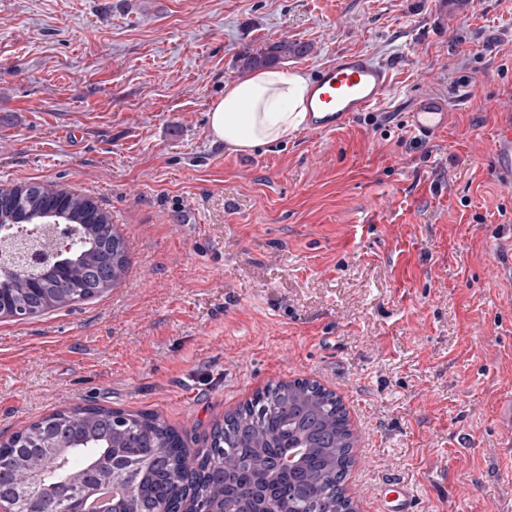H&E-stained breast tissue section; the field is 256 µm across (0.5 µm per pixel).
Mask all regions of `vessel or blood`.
<instances>
[{
	"label": "vessel or blood",
	"instance_id": "obj_1",
	"mask_svg": "<svg viewBox=\"0 0 512 512\" xmlns=\"http://www.w3.org/2000/svg\"><path fill=\"white\" fill-rule=\"evenodd\" d=\"M391 71L363 52L337 55L315 75L310 91L307 131L333 132L355 114L370 111L385 100ZM450 113L446 100L433 94L420 96L409 111L410 126L424 138L442 133ZM493 172L503 185L512 184V113L500 119L492 144ZM375 497V512H418V497L409 485L385 477Z\"/></svg>",
	"mask_w": 512,
	"mask_h": 512
}]
</instances>
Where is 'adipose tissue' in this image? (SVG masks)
<instances>
[{
  "label": "adipose tissue",
  "instance_id": "1",
  "mask_svg": "<svg viewBox=\"0 0 512 512\" xmlns=\"http://www.w3.org/2000/svg\"><path fill=\"white\" fill-rule=\"evenodd\" d=\"M310 84L295 72L264 68L224 86L210 109V127L227 148L245 152L270 145L302 128L308 118Z\"/></svg>",
  "mask_w": 512,
  "mask_h": 512
}]
</instances>
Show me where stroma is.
<instances>
[{"instance_id": "1", "label": "stroma", "mask_w": 512, "mask_h": 512, "mask_svg": "<svg viewBox=\"0 0 512 512\" xmlns=\"http://www.w3.org/2000/svg\"><path fill=\"white\" fill-rule=\"evenodd\" d=\"M388 64L383 107L331 134L227 149L208 112L245 50ZM508 65L500 75V65ZM447 129L409 126L420 95ZM512 0H0V189L91 197L129 259L95 298L0 317V442L63 407L147 412L189 450L266 385L310 379L356 436L371 512L399 475L422 512H512ZM450 113L446 100L433 94L420 96L409 111L410 126L426 139L433 138L448 127ZM493 172L506 186L512 183V113L505 112L495 130L492 144Z\"/></svg>"}]
</instances>
